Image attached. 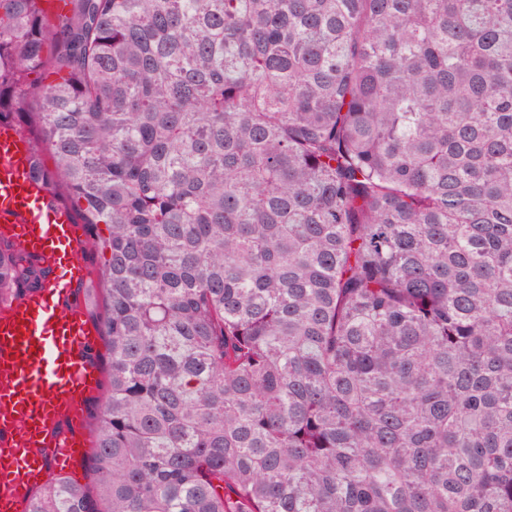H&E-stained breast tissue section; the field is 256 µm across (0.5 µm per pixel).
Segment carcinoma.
Segmentation results:
<instances>
[{"label":"carcinoma","instance_id":"obj_1","mask_svg":"<svg viewBox=\"0 0 512 512\" xmlns=\"http://www.w3.org/2000/svg\"><path fill=\"white\" fill-rule=\"evenodd\" d=\"M61 2L0 0V120L107 386L23 512H512V0Z\"/></svg>","mask_w":512,"mask_h":512}]
</instances>
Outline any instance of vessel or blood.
<instances>
[{"label":"vessel or blood","instance_id":"1","mask_svg":"<svg viewBox=\"0 0 512 512\" xmlns=\"http://www.w3.org/2000/svg\"><path fill=\"white\" fill-rule=\"evenodd\" d=\"M0 235L47 266L69 265L0 312V512H22L36 477L81 453L80 409L100 376L88 357L98 331L76 301L87 242L35 176L30 144L8 121L0 122Z\"/></svg>","mask_w":512,"mask_h":512}]
</instances>
